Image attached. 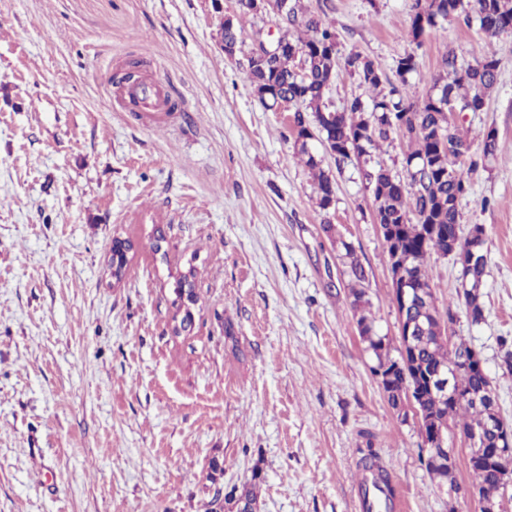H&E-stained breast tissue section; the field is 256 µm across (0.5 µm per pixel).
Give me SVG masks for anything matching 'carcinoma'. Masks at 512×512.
<instances>
[{"label": "carcinoma", "instance_id": "obj_1", "mask_svg": "<svg viewBox=\"0 0 512 512\" xmlns=\"http://www.w3.org/2000/svg\"><path fill=\"white\" fill-rule=\"evenodd\" d=\"M252 15L247 7L241 8L239 18L229 27H221L224 43L239 45L244 20ZM454 16L468 25L477 20L479 28L490 36L512 31V0H439L430 4L427 0H415L411 23L413 39H419L426 30L438 25V18ZM285 31L279 36L283 51L273 62L258 65L248 58L247 76L259 99L269 88L278 89L299 105L295 110V144L303 156L305 165L316 180L318 207L328 212L335 198L333 176L322 167V159L309 147L312 135L308 133L302 112L312 114L313 126L324 149L336 150L335 158L344 160L354 154L368 164L372 150L379 142L397 134L408 141L409 150L405 163H426L429 170L414 169L409 183L401 184V178L382 165L365 170V179L372 191L374 222L388 229L383 234L387 262L391 271L402 270L417 287L424 289V297L415 314L437 326L442 316L454 322L457 312L448 307L441 314L435 306L428 269L431 252L448 255V240L468 245L467 235L460 224V208L470 192V174L476 162L471 160V143L461 133L456 123L448 122V106L462 112H482L486 100L498 81V61L486 57L473 63L458 62L450 52L441 60V71L432 78V93L422 100L411 95L409 77L418 72L416 56L407 52L399 57L397 72L399 84H390L388 91L380 87L388 82L385 74L369 58L352 52L340 58L337 55L335 29L326 22L325 11L315 13L302 5V0H288L285 17L280 19ZM342 69L359 80L360 85L371 92L369 101L355 96L341 111H334L325 102L337 70ZM345 257L350 259L351 292L353 308L359 313L357 326L366 351L375 359V366L395 370V379L382 385L389 405L404 408L410 378L419 390L417 400L422 419L432 418L441 424L448 422L460 431L478 428L488 417V408L470 401L450 399L443 401L423 387L425 374L438 367L459 362L470 352V345L461 341L437 343L435 332L429 331L414 345L402 352L392 349L390 339L375 329L373 319L363 309L365 296V270L350 245L342 243ZM482 260L462 269L463 311L468 322L475 326L485 319L483 304L484 277L488 265L487 252L481 251ZM500 367L512 373V336H502L498 341ZM398 353L391 356V351ZM364 472H372L383 484L387 495L395 494L392 478L381 464L378 453L367 445V453L359 460ZM473 486L487 492L493 491L499 482V471L492 465L471 467ZM257 501L256 486L232 490L227 503L235 506L240 502L254 504ZM215 497L210 502V512H224V503Z\"/></svg>", "mask_w": 512, "mask_h": 512}]
</instances>
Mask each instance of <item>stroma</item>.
Instances as JSON below:
<instances>
[{
  "label": "stroma",
  "instance_id": "stroma-1",
  "mask_svg": "<svg viewBox=\"0 0 512 512\" xmlns=\"http://www.w3.org/2000/svg\"><path fill=\"white\" fill-rule=\"evenodd\" d=\"M328 4L339 55L390 81L405 52L425 97L447 51L494 57L481 112L455 118L480 157L462 226L485 228V320L450 328L479 350L512 424V33L450 18L412 40L414 0ZM238 0H0V512H208L216 494L258 481L257 512H359V450L373 442L400 512H478L426 471L415 419H401L371 372L341 242L363 264L380 335L398 314L373 197L356 159L322 166L329 212L295 147L292 112L264 106L246 79L248 18L235 57L218 43ZM179 99L150 126L109 98L115 73ZM495 129L501 147L482 159ZM331 232H324V222ZM163 240H155L154 229ZM131 239L126 275L111 248ZM439 311L458 302L452 258L428 260ZM193 270L190 331L174 334L173 289ZM224 464L207 481L211 460Z\"/></svg>",
  "mask_w": 512,
  "mask_h": 512
}]
</instances>
